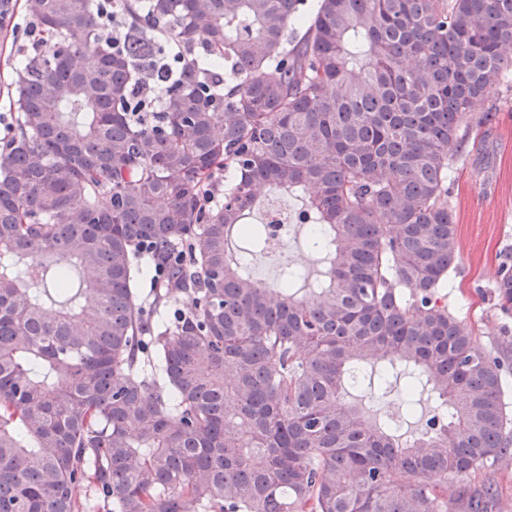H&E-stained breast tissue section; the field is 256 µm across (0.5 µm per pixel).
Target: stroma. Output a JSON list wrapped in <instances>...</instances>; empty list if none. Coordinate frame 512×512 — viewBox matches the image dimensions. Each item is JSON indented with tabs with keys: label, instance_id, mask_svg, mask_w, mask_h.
Here are the masks:
<instances>
[{
	"label": "stroma",
	"instance_id": "35a3bbf8",
	"mask_svg": "<svg viewBox=\"0 0 512 512\" xmlns=\"http://www.w3.org/2000/svg\"><path fill=\"white\" fill-rule=\"evenodd\" d=\"M23 11H16L0 34V139L14 122L11 75L21 66L27 42ZM450 201L456 212L458 259L448 307L472 328L479 347L493 350L512 343V315L495 306L493 286L506 249L512 248V109L499 112L481 143L466 145L451 171ZM492 483L496 512H512V457L467 476L464 486Z\"/></svg>",
	"mask_w": 512,
	"mask_h": 512
}]
</instances>
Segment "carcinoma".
Here are the masks:
<instances>
[{
  "label": "carcinoma",
  "mask_w": 512,
  "mask_h": 512,
  "mask_svg": "<svg viewBox=\"0 0 512 512\" xmlns=\"http://www.w3.org/2000/svg\"><path fill=\"white\" fill-rule=\"evenodd\" d=\"M22 7L37 47L0 152V512H80L84 488L105 512H454L448 491L512 452L509 354L443 293L448 146L512 103V0ZM156 32L186 46L157 112L139 93ZM307 186L322 270L271 288L231 236L259 189ZM146 261L162 273L143 297ZM495 296L511 314L512 252ZM366 366L434 396L413 446L347 400Z\"/></svg>",
  "instance_id": "cac0c4a2"
}]
</instances>
